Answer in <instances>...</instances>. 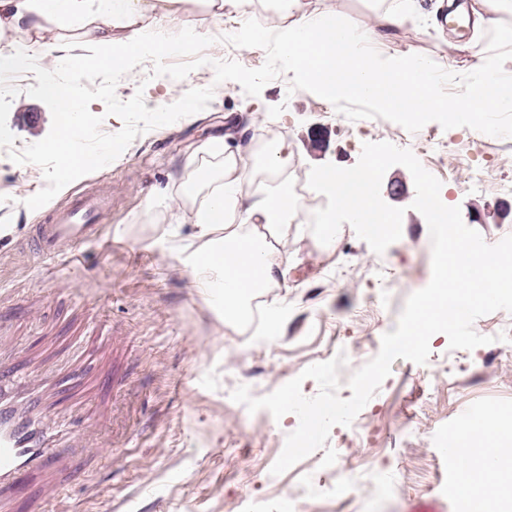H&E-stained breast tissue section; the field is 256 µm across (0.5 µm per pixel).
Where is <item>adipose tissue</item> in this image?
Here are the masks:
<instances>
[{"mask_svg": "<svg viewBox=\"0 0 512 512\" xmlns=\"http://www.w3.org/2000/svg\"><path fill=\"white\" fill-rule=\"evenodd\" d=\"M188 0H0V38L20 47L10 59H0V70L12 65L63 66L72 59L67 48L46 39L53 27L81 23L98 50L87 64L112 69L129 51L149 47L163 53L169 33L182 17ZM279 50L322 94L332 98L364 97L383 108L406 115L438 113L455 121L461 115L498 112L512 104V58L500 61L498 71L486 76L483 94L463 86L455 98L437 95L435 67L426 60L387 62L365 54L381 45L402 17L389 11L378 23L348 28L335 15L311 14L305 0H284ZM212 154L223 156L224 172L194 215L197 248L187 255L196 287L224 292V312L240 317L249 300L269 287L281 270L280 252L269 241L288 223L295 209L287 190L251 198L246 187L243 158L215 143ZM467 436L479 444L477 452L458 450L465 475V499L480 500L483 512H512V468L504 455L512 447V421L489 418L469 425Z\"/></svg>", "mask_w": 512, "mask_h": 512, "instance_id": "obj_1", "label": "adipose tissue"}]
</instances>
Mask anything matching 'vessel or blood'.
I'll list each match as a JSON object with an SVG mask.
<instances>
[{
  "instance_id": "vessel-or-blood-1",
  "label": "vessel or blood",
  "mask_w": 512,
  "mask_h": 512,
  "mask_svg": "<svg viewBox=\"0 0 512 512\" xmlns=\"http://www.w3.org/2000/svg\"><path fill=\"white\" fill-rule=\"evenodd\" d=\"M111 206L109 197L91 195L75 199L51 223L38 225L36 245L42 257L58 255L63 246L99 238L98 216ZM56 451L52 441L0 398V486L15 481L27 468L49 465Z\"/></svg>"
}]
</instances>
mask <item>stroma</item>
Returning a JSON list of instances; mask_svg holds the SVG:
<instances>
[{"label": "stroma", "mask_w": 512, "mask_h": 512, "mask_svg": "<svg viewBox=\"0 0 512 512\" xmlns=\"http://www.w3.org/2000/svg\"><path fill=\"white\" fill-rule=\"evenodd\" d=\"M309 10L332 13L347 24L374 23L384 12L406 11L404 26L378 51L386 57L433 59L452 98L472 81L476 57L512 56V22L491 28L446 23L437 0H308ZM278 29L275 0H252L245 17L213 27L194 0L183 26L206 36L237 31L244 18ZM136 66L116 87L120 100L143 90L146 106L177 101L187 90L215 86L202 112L138 136L111 164L82 176L32 211L24 202L45 180L33 164L17 165L0 151V362L23 385L10 393L19 406L36 400L34 417L48 431L68 425L66 451L45 470L0 490V512H240L245 499L289 501L292 512H461L450 496L448 435L472 414L512 419V313L477 319L490 344L450 350L445 334L430 339V357L418 365L396 359L379 391L351 425H336L327 444L337 453L322 467L317 450L281 475L270 469L299 419L257 416L231 398L241 384L266 395L309 365L345 352L341 398L352 395L350 375L380 350L394 331L407 298L432 276V247L423 215L412 209L410 172L390 167L383 200L404 208L402 236L376 254L351 225L331 245L307 224L291 220L272 240L286 273L260 290V330L267 312L281 308L274 343L255 342L250 329L224 316V307L196 288L181 246L194 233L193 211L223 171L207 143L227 139L252 160L249 134L276 130L292 154L295 180L312 167L354 166L366 142L410 149L442 183V201L460 207L465 224L494 244L512 235V137L429 123L412 134L381 118L351 121L327 100L305 90L288 92L289 75L269 82L256 97L233 81L215 83L204 66L185 79L150 77ZM33 73L8 116L15 147L42 140L52 116L27 95ZM481 172V184L471 180ZM194 180L193 200L178 196ZM105 193L112 208L100 239L65 247L46 262L31 249L33 228L86 194Z\"/></svg>", "instance_id": "35a3bbf8"}]
</instances>
